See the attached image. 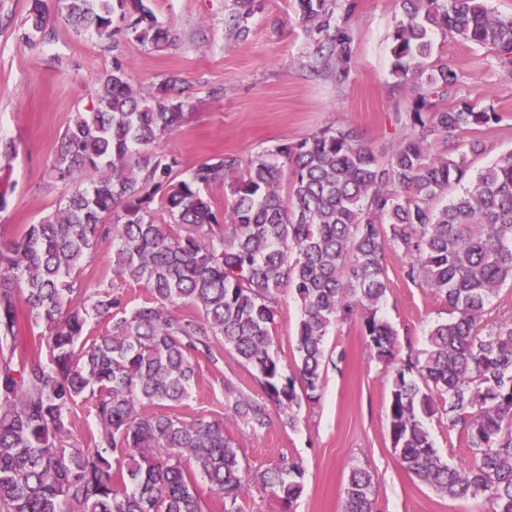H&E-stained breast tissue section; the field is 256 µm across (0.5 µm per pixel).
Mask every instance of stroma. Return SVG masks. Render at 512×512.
Wrapping results in <instances>:
<instances>
[{
	"label": "stroma",
	"instance_id": "obj_1",
	"mask_svg": "<svg viewBox=\"0 0 512 512\" xmlns=\"http://www.w3.org/2000/svg\"><path fill=\"white\" fill-rule=\"evenodd\" d=\"M229 0H150L159 21L171 32L158 48L142 47L90 33H79L59 18V0H44L52 30L46 39L20 43L19 29L29 0H0V137L19 146L12 160L7 207L0 212V241L18 238L25 225L54 213L64 189L50 174L57 141L75 112L87 108L96 80L113 61H121L131 84L148 91L175 73L192 87L180 127L164 135L158 150L176 161V178L218 153L250 159L263 149L293 143L328 124L356 128L382 158L396 147L401 128L395 116L405 94L392 90L390 34L401 14L398 0H356L348 20L354 32L351 79L339 85L314 73L312 45L291 0H264L249 20L246 38L224 33ZM440 54L461 75L458 101L493 105L499 122L478 133L486 165L512 150V77L493 53L447 39ZM406 260L387 250L388 289L382 315L399 331L401 346L421 349L425 334L446 320L445 301L424 284L409 281ZM112 240L100 239L84 265L87 292L110 287ZM299 303L281 297L273 330L274 352L284 374L295 371V333ZM326 367L312 401L303 402L296 427L273 418L251 433L224 408V382H236L258 398L262 390L232 353L218 363L201 362L190 398L177 413L184 419L220 420L250 470H263L287 458L304 471V491L291 505L251 488L243 512H342L343 491L352 468L374 477L373 512H489L481 497L451 500L420 484L400 465L389 439L386 408L392 377L373 358L356 321L331 328Z\"/></svg>",
	"mask_w": 512,
	"mask_h": 512
}]
</instances>
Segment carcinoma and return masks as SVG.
I'll list each match as a JSON object with an SVG mask.
<instances>
[{
	"instance_id": "cac0c4a2",
	"label": "carcinoma",
	"mask_w": 512,
	"mask_h": 512,
	"mask_svg": "<svg viewBox=\"0 0 512 512\" xmlns=\"http://www.w3.org/2000/svg\"><path fill=\"white\" fill-rule=\"evenodd\" d=\"M321 72L351 74L352 0H294ZM390 35V75L408 91L398 114L405 134L382 160L357 129L331 123L247 162L223 153L176 179L175 160L140 155L175 130L186 105L181 78L168 75L142 94L120 63L103 72L91 106L59 137L52 171L63 206L20 237L0 242V512H207L201 476L242 512L257 487L285 504L303 492V472L282 459L262 471L243 464L224 424L171 412L191 394L199 357L224 349L252 371L254 398L232 381L224 395L254 433L269 426L268 404L295 426L325 372L328 328L353 317L373 357L391 369V446L402 467L450 499L482 496L490 512H512V323L486 328L485 306L512 284V150L474 169L476 132L500 120L493 108L454 103L459 74L435 54L455 38L494 53L512 76V15L488 0H399ZM260 0H232L229 38L248 35ZM77 31L122 33L157 47L170 31L148 0H61ZM49 17L31 0L24 44L46 37ZM466 134L448 152V137ZM17 154L0 140V179ZM223 184L230 223L207 195ZM170 223L157 224L153 203ZM113 235L115 274L149 297L127 310L110 291L85 295L80 274L99 238ZM407 260L405 276L442 298L451 317L425 347L398 355V332L379 315L388 284L386 246ZM301 304L295 374L281 372L272 329L282 293ZM179 304L201 316L175 315ZM43 326L48 350L18 349L23 320ZM105 334L81 344L89 325ZM90 402L99 426L87 449L64 444L68 415ZM446 417L473 454L451 465L425 420ZM373 477L351 470L343 512H371Z\"/></svg>"
}]
</instances>
